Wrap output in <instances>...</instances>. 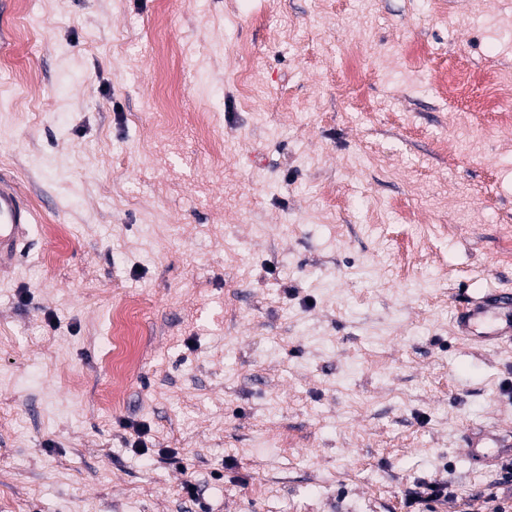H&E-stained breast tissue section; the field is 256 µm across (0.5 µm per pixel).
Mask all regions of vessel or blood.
Returning <instances> with one entry per match:
<instances>
[{"label":"vessel or blood","instance_id":"obj_1","mask_svg":"<svg viewBox=\"0 0 512 512\" xmlns=\"http://www.w3.org/2000/svg\"><path fill=\"white\" fill-rule=\"evenodd\" d=\"M34 213L24 198L0 181V269L14 263ZM460 335L485 345L512 342V293L493 291L466 302L456 317Z\"/></svg>","mask_w":512,"mask_h":512}]
</instances>
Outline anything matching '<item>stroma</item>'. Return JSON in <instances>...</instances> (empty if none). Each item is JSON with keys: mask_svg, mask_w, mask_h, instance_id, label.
Here are the masks:
<instances>
[{"mask_svg": "<svg viewBox=\"0 0 512 512\" xmlns=\"http://www.w3.org/2000/svg\"><path fill=\"white\" fill-rule=\"evenodd\" d=\"M1 41L0 179L35 220L0 271V512L512 500L465 447L512 434V346L455 321L512 291L482 74L512 75V0H9ZM140 304L132 300L123 308L112 313V339L115 348L109 362L115 377L122 376L131 367L133 359L126 346V339L132 335L134 329V316ZM448 501L447 487L436 484H419L407 494L409 507L429 506L431 502Z\"/></svg>", "mask_w": 512, "mask_h": 512, "instance_id": "obj_1", "label": "stroma"}]
</instances>
